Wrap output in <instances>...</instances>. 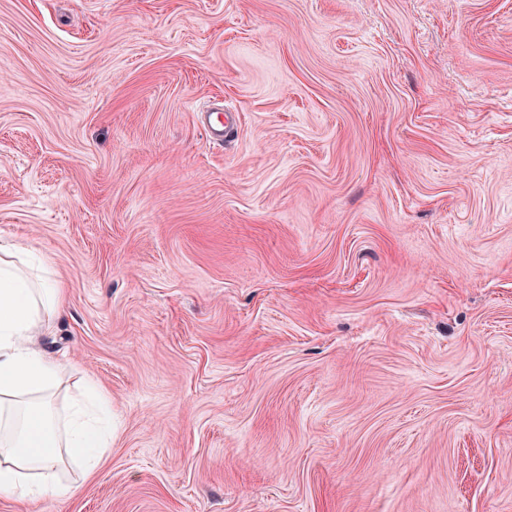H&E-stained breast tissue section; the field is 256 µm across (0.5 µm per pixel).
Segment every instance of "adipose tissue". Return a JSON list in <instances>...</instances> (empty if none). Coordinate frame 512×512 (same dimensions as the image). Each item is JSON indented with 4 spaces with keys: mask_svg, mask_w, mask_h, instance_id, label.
<instances>
[{
    "mask_svg": "<svg viewBox=\"0 0 512 512\" xmlns=\"http://www.w3.org/2000/svg\"><path fill=\"white\" fill-rule=\"evenodd\" d=\"M63 303L46 258L0 238V495L18 502L69 499L76 488L60 470L93 474L112 440L110 402L93 381L54 406L60 365L38 339Z\"/></svg>",
    "mask_w": 512,
    "mask_h": 512,
    "instance_id": "adipose-tissue-1",
    "label": "adipose tissue"
}]
</instances>
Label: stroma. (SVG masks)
<instances>
[{"mask_svg": "<svg viewBox=\"0 0 512 512\" xmlns=\"http://www.w3.org/2000/svg\"><path fill=\"white\" fill-rule=\"evenodd\" d=\"M0 237L113 423L0 512H512V0H0ZM201 123L206 134L217 144H223L224 139L233 134L237 127L239 115L224 111L220 108H209L200 111Z\"/></svg>", "mask_w": 512, "mask_h": 512, "instance_id": "35a3bbf8", "label": "stroma"}]
</instances>
